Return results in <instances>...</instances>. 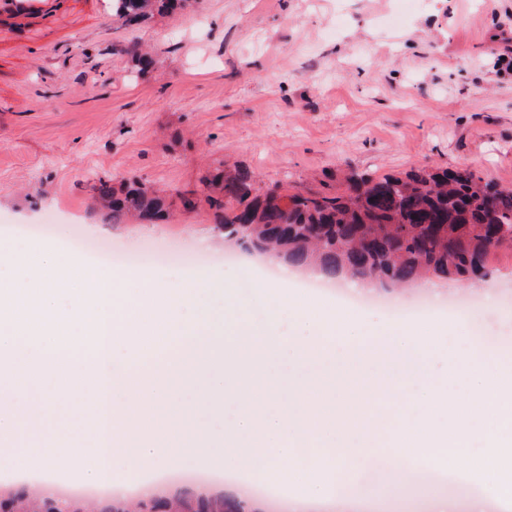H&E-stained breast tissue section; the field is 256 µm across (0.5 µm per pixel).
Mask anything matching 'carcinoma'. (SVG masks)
Returning a JSON list of instances; mask_svg holds the SVG:
<instances>
[{
  "mask_svg": "<svg viewBox=\"0 0 512 512\" xmlns=\"http://www.w3.org/2000/svg\"><path fill=\"white\" fill-rule=\"evenodd\" d=\"M184 0H112V11L135 25L156 8ZM334 191L274 186L262 192L247 169L203 183V198L224 212V238L329 279L405 287L427 278L476 283L489 258L512 248V188L468 169L372 177L351 172ZM91 189L119 223L128 214L153 223L168 214L166 196L133 183L100 178ZM0 512H56L35 493L0 497ZM68 512H251L234 498L174 494L133 505L72 501Z\"/></svg>",
  "mask_w": 512,
  "mask_h": 512,
  "instance_id": "1",
  "label": "carcinoma"
}]
</instances>
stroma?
<instances>
[{"mask_svg": "<svg viewBox=\"0 0 512 512\" xmlns=\"http://www.w3.org/2000/svg\"><path fill=\"white\" fill-rule=\"evenodd\" d=\"M512 0H185L130 27L111 0H0V243L11 226L53 222L71 235L154 261L123 265L147 286L225 284L236 323L270 314L280 285L266 263L225 244L222 214L179 195L210 174L245 168L259 189H336L345 174L466 168L512 188ZM147 46L139 72L128 48ZM112 177L166 189L167 220L113 223L91 185ZM482 282L443 299L406 291L408 315L447 328L470 302L469 335L512 359V254ZM404 501L378 467L350 477L373 512H432L442 484Z\"/></svg>", "mask_w": 512, "mask_h": 512, "instance_id": "1", "label": "stroma"}]
</instances>
